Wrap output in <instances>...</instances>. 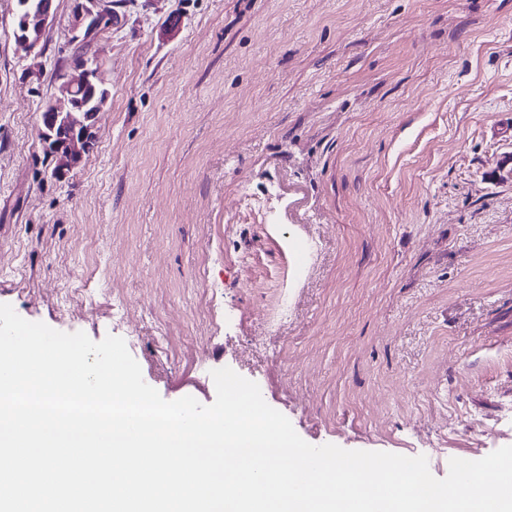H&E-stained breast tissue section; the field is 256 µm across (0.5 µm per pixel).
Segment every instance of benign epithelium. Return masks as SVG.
<instances>
[{
  "instance_id": "7a95c632",
  "label": "benign epithelium",
  "mask_w": 512,
  "mask_h": 512,
  "mask_svg": "<svg viewBox=\"0 0 512 512\" xmlns=\"http://www.w3.org/2000/svg\"><path fill=\"white\" fill-rule=\"evenodd\" d=\"M72 16L75 40L95 38L105 23L110 27L121 23V15L112 9V0H74ZM55 18L56 11L44 4L32 7L29 0H23L17 6L14 34L32 55V63L27 68L31 77L40 75L42 41ZM74 70L78 75L66 79L61 86V96L46 105L47 116L39 133L45 151L67 161L53 171L57 177L77 166L83 155L93 148L95 127L109 99L108 89L99 80L96 60L88 59L76 64Z\"/></svg>"
}]
</instances>
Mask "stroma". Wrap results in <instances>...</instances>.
<instances>
[{"label": "stroma", "instance_id": "stroma-1", "mask_svg": "<svg viewBox=\"0 0 512 512\" xmlns=\"http://www.w3.org/2000/svg\"><path fill=\"white\" fill-rule=\"evenodd\" d=\"M55 4L30 78L0 0V303L132 339L167 401L230 367L315 446L512 445V0H117L89 43ZM82 53L110 98L59 181ZM79 56L76 62L83 61ZM88 59V58H87ZM77 76H71L61 86V96L50 101L43 112H48L45 120L42 117V129L39 133L45 151L59 159L64 156L68 165L58 166L53 171L56 177H62L66 171L77 166L83 155L93 148L95 127L101 113L105 112L109 91L99 80V68L95 59L84 60L74 64ZM93 95L84 100H77L86 89ZM102 95L97 96L96 91Z\"/></svg>", "mask_w": 512, "mask_h": 512}]
</instances>
